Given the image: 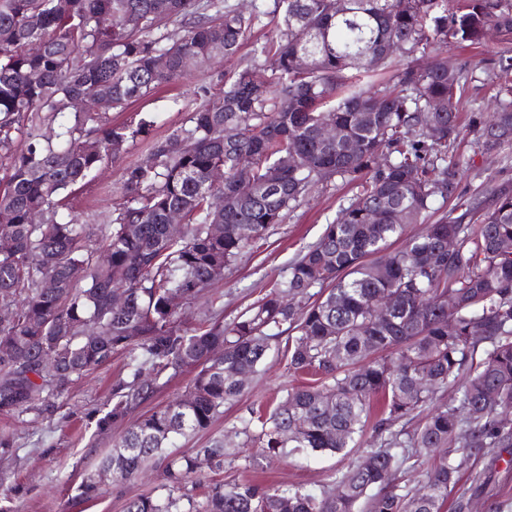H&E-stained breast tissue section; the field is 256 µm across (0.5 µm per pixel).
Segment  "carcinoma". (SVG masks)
Instances as JSON below:
<instances>
[{
	"instance_id": "cac0c4a2",
	"label": "carcinoma",
	"mask_w": 512,
	"mask_h": 512,
	"mask_svg": "<svg viewBox=\"0 0 512 512\" xmlns=\"http://www.w3.org/2000/svg\"><path fill=\"white\" fill-rule=\"evenodd\" d=\"M348 10L337 14L336 0H273L269 12L216 0H0V306L13 309L0 321V414H44L69 383L126 351L132 380L115 385L97 421L110 429L156 391L157 376L198 369L192 401L132 423L106 460L128 479L176 437L208 429L244 392L240 370L256 371L273 346L289 372L316 380L240 421L236 434L266 452L353 448L381 402L375 440L319 495L237 483L214 486L200 509L183 511L170 494L139 497L127 512H442L472 457L512 448V190L406 234L435 200L458 198L463 130L487 151L512 143V50L490 62L498 110L473 113L465 128L457 104L470 61L451 72L442 58L408 64L393 84L366 89L357 78L391 68L397 53L511 35L512 0H349ZM268 13L281 19L275 39L125 170V202L91 247L69 196L154 120L114 124L70 103L105 96L122 111L192 66L237 55ZM163 25L173 29L156 35ZM436 100L444 111H430ZM45 121L57 125L52 138L39 134ZM324 123L340 140L319 137ZM335 178L357 192L286 276L231 321L206 315L194 333L181 329L170 295L197 300ZM173 210L186 219L177 240ZM48 276L52 292L40 287ZM115 293L127 296L122 310L110 305ZM377 299L391 302L383 318ZM449 388L456 402H439ZM415 454L430 468L420 488L399 492L396 475ZM197 472L196 455L164 457L171 492Z\"/></svg>"
}]
</instances>
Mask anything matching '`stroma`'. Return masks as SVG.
Returning a JSON list of instances; mask_svg holds the SVG:
<instances>
[{"label":"stroma","mask_w":512,"mask_h":512,"mask_svg":"<svg viewBox=\"0 0 512 512\" xmlns=\"http://www.w3.org/2000/svg\"><path fill=\"white\" fill-rule=\"evenodd\" d=\"M238 64V58H232L189 71L150 98L131 104V111L151 113L155 122L76 193L74 204L81 223L95 231L109 222L122 201L126 168L146 161L153 141L184 125L200 104L203 89L218 88ZM459 151L472 161L461 180L465 200L484 198L495 187L512 188L511 146L485 157L468 137ZM352 194L351 186L339 179L315 188L282 223L269 229L257 248L225 268L223 278L211 285L203 299L182 307L184 329L195 328L204 305H211L229 321L262 296L271 283L286 275L299 250L322 235L335 220L339 205ZM128 360V352L119 351L107 363L90 369L56 399L51 414L0 415V437L10 440L8 448H0V512H126L133 499L167 496L162 468L154 463L135 478L106 480L94 496L83 495L80 488L85 474L111 454L124 433L120 427L98 432L96 423L112 405L113 387L128 379ZM296 384L283 355L269 352L249 376L243 394L225 405L222 416L207 430L175 441L169 452L178 456L196 454L215 441L224 445L223 465L202 461L200 483L187 485L186 492L195 502H203L217 483L295 485L317 493L354 460V453L345 451L270 456L244 436L235 435L240 418L258 408L273 409ZM444 512H512V448L493 449L463 470Z\"/></svg>","instance_id":"obj_1"}]
</instances>
